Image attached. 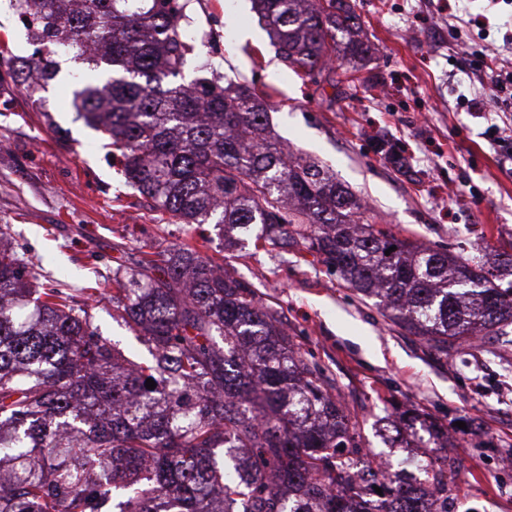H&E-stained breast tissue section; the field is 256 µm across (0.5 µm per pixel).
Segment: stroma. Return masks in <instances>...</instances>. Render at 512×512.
<instances>
[{"label": "stroma", "instance_id": "1", "mask_svg": "<svg viewBox=\"0 0 512 512\" xmlns=\"http://www.w3.org/2000/svg\"><path fill=\"white\" fill-rule=\"evenodd\" d=\"M181 2L206 42L187 74L198 76L207 58L266 92L279 141L330 165L369 221L478 258L512 246V163H500L493 142L512 128V97L479 116L462 105L483 94L477 76L490 57L512 59V0H349L372 47L354 82L340 71L315 82L288 69L250 0ZM47 96L44 113L0 74V224L40 282L71 293L91 279L108 288L128 250L207 240L333 379L377 457L396 471L420 458V449L392 446L384 427L394 406L422 407L443 420L462 462L457 512H512V346L488 341L438 358L318 255L250 242L228 252L214 225L159 222L98 134L76 120L68 81L51 82ZM92 315L125 355L148 356L110 305ZM473 420L474 435L464 428Z\"/></svg>", "mask_w": 512, "mask_h": 512}]
</instances>
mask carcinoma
<instances>
[{"label": "carcinoma", "instance_id": "cac0c4a2", "mask_svg": "<svg viewBox=\"0 0 512 512\" xmlns=\"http://www.w3.org/2000/svg\"><path fill=\"white\" fill-rule=\"evenodd\" d=\"M285 66L312 80L361 56L345 0H252ZM31 60L0 49V70L33 104L80 64L76 119L99 132L130 186L174 224H213L224 249L245 237L300 244L409 334L444 357L487 338L512 345V254L488 265L396 236L365 219L320 162L270 135L265 93L236 77L185 79L196 41L179 0H9ZM0 225V512H368L429 487L423 512H451L444 424L417 447L441 453L379 478L358 420L300 353L280 312L190 240L129 253L112 288L38 287ZM396 250L390 254V247ZM112 319L154 349L126 357L93 327ZM155 388L145 386L147 379Z\"/></svg>", "mask_w": 512, "mask_h": 512}]
</instances>
